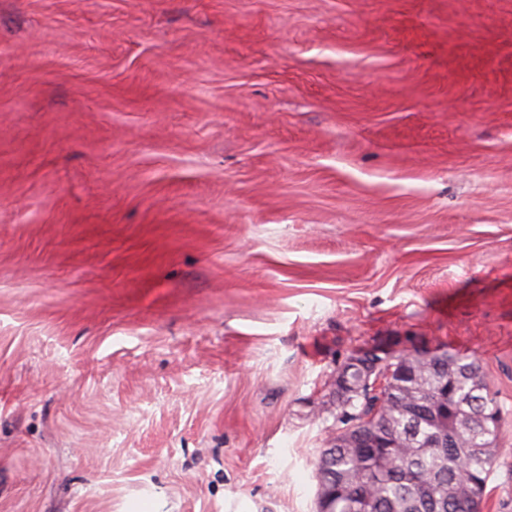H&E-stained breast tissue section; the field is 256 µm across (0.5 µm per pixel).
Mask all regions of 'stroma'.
I'll return each instance as SVG.
<instances>
[{"mask_svg": "<svg viewBox=\"0 0 512 512\" xmlns=\"http://www.w3.org/2000/svg\"><path fill=\"white\" fill-rule=\"evenodd\" d=\"M371 345L512 512V0H0V512H316Z\"/></svg>", "mask_w": 512, "mask_h": 512, "instance_id": "stroma-1", "label": "stroma"}]
</instances>
